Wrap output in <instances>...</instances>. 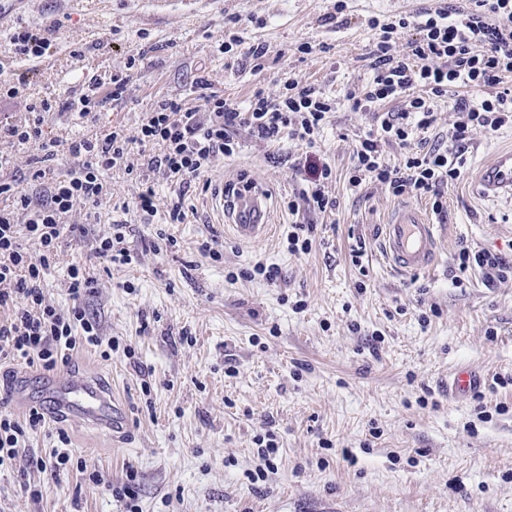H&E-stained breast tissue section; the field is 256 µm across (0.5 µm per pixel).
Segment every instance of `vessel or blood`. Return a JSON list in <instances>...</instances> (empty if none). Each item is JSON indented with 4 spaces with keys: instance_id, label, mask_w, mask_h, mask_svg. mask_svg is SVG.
Returning <instances> with one entry per match:
<instances>
[{
    "instance_id": "b4317fda",
    "label": "vessel or blood",
    "mask_w": 512,
    "mask_h": 512,
    "mask_svg": "<svg viewBox=\"0 0 512 512\" xmlns=\"http://www.w3.org/2000/svg\"><path fill=\"white\" fill-rule=\"evenodd\" d=\"M478 183L484 196H512V150L499 152L485 166ZM227 223L241 238L254 239L268 229L271 212L259 191L239 193L222 208ZM382 256L394 271L407 275L430 271L439 252L438 226L420 209H398L382 227ZM45 397L59 416L74 415L87 424L123 432L124 409L96 384L68 375L46 382Z\"/></svg>"
}]
</instances>
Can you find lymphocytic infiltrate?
Here are the masks:
<instances>
[{
  "mask_svg": "<svg viewBox=\"0 0 512 512\" xmlns=\"http://www.w3.org/2000/svg\"><path fill=\"white\" fill-rule=\"evenodd\" d=\"M413 29L403 53L393 49V36ZM369 57L373 76L360 91L350 93L352 109L369 112L376 127L361 136L353 151L348 186L359 192L375 183L396 197L427 198L435 213L447 205L444 189L459 179V158L473 134L512 126V0H470L463 9L428 10L381 24ZM196 100L164 96L156 101L134 132L113 129L105 137L87 136L63 143L45 137V113L55 111L52 98L28 104L24 123L0 125V139L25 145L38 143L45 160L67 149L75 166L61 179L50 181L35 195L0 181V364L53 369L68 365L82 348L100 349L110 357L115 340H103L98 322L89 316L84 300L93 278L88 267L71 265L67 274L71 310L61 311L44 295V281L63 243L77 227L69 219L77 208H98L112 196L105 172L123 167L142 183L135 207L143 215L156 213L150 174L166 176L177 187L166 210L170 224L184 223L186 189L206 173L216 156L238 154V131L269 144L297 140L305 147L294 170L307 187L286 203L289 212L305 209L324 213L336 201L327 187L331 165L317 151L321 131L336 101L325 91L289 81L278 98L255 90L246 101L233 102L198 79ZM453 95L457 119L446 138L427 149L408 152L390 163L386 144H407L414 131H428L434 122L437 98ZM401 99L399 110L383 111V103ZM459 272L483 271L488 280L512 273V259L503 254L461 246L455 257ZM47 424L45 415L31 410L16 416L0 413V467L11 466L20 448Z\"/></svg>",
  "mask_w": 512,
  "mask_h": 512,
  "instance_id": "1",
  "label": "lymphocytic infiltrate"
}]
</instances>
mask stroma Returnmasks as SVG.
<instances>
[{
	"label": "stroma",
	"instance_id": "stroma-1",
	"mask_svg": "<svg viewBox=\"0 0 512 512\" xmlns=\"http://www.w3.org/2000/svg\"><path fill=\"white\" fill-rule=\"evenodd\" d=\"M466 2L345 0L340 11L336 0H0V79L20 85L18 97L0 98V121L23 122L27 103L54 98L63 108L45 116L50 138L135 131L157 99L189 94L199 76L234 102L257 89L277 97L289 79L336 98L320 142L336 174L335 210L289 214L284 199L306 186L292 169L301 146L244 134L238 155L217 156L192 182L185 223H165L173 188L159 173L149 179L157 213L140 218L131 204L141 185L120 169L108 174L112 197L98 218L73 212L89 234L62 247L45 296L70 308L67 270L89 263L86 306L122 350L108 361L78 350L65 371L122 399L129 427L116 441L76 418L50 423L0 471V512H512V275L490 284L480 271L454 272L463 243L512 256V197L483 199L476 183L481 166L512 149V128L477 132L469 144L448 210L433 218L440 248L429 272L393 273L378 238L394 211H427L429 201L374 183L348 189L353 147L374 124L346 99L372 77L370 20ZM21 25L47 37L50 52L15 56L10 36ZM234 35L240 45L219 52ZM254 41L268 48L259 73L244 56ZM303 42L311 53L299 52ZM121 74L130 77L124 100L86 118L67 110L90 83L106 89ZM452 105L438 99L428 132L386 145V159L445 137ZM0 151L12 158L0 178L30 191L34 170L62 176L74 165L62 152L44 160L32 144L2 140ZM243 174L271 209L268 233L252 240L235 238L213 201ZM295 223L315 227L309 253L287 249L283 232ZM113 224L126 227L129 263L92 252ZM212 232L224 244L217 261L197 250ZM259 262L278 267L276 282L249 278ZM463 365L476 390L449 396ZM61 431L76 467L56 478L30 469V453L50 452ZM270 435L279 449L268 468L258 450Z\"/></svg>",
	"mask_w": 512,
	"mask_h": 512
}]
</instances>
